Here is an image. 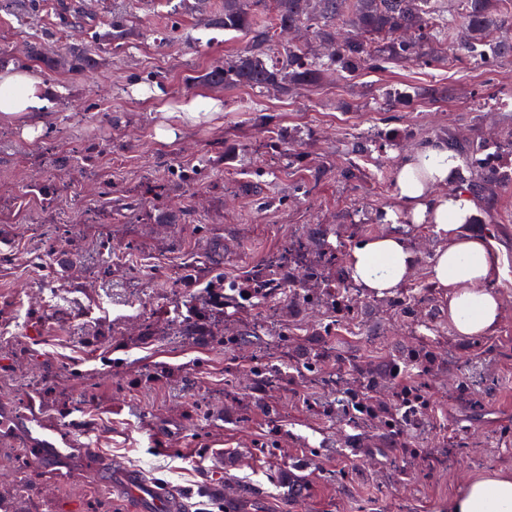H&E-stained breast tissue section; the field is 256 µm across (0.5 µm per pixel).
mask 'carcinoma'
<instances>
[{"label": "carcinoma", "instance_id": "obj_1", "mask_svg": "<svg viewBox=\"0 0 512 512\" xmlns=\"http://www.w3.org/2000/svg\"><path fill=\"white\" fill-rule=\"evenodd\" d=\"M267 0H224V10L205 19V25L240 33L244 47L236 54L213 63L192 82L213 87L248 88L257 93L276 90L283 94L319 85L326 74L351 77L363 72L378 73L389 65L419 62L428 68L444 67L451 59L473 58L486 66L512 55V41L503 32V13L512 14V0H465L461 21L448 26L440 16L438 0H272L274 13L263 21L259 8ZM311 30L315 42L324 48L317 53L308 44L281 47L274 40L278 30L299 27ZM132 35L129 15L115 13L109 30L92 36L91 44L70 50L72 69L86 73L98 64L100 42L126 40ZM27 58L51 68L54 49L42 42L29 44ZM268 128L266 153L294 164L300 159L296 140L285 135L264 115ZM474 178L467 180L472 193L491 191L512 184V169L495 162V157L476 149L467 157ZM237 182L240 191L264 198L269 185L268 171L252 167ZM174 179L191 187L203 184L206 169L179 166ZM142 197L124 196L119 210L129 223L173 224L175 214L151 216ZM342 237L336 229L311 224L303 237L285 243L272 258L251 267L238 277L224 275V254L212 253L189 262L186 272L194 274L200 289L190 295L195 305L191 316L167 324V334L186 344L203 341L231 355L227 370H240L232 354L271 338L280 347L276 356L249 359L252 390L260 392L270 381L288 370V382L297 379L324 389L333 383L332 396L314 401L322 414L344 422L352 433L344 447L355 454L379 457L388 462L395 475L408 473L424 479L433 477L439 459L432 448L420 442L431 429L433 383L457 365V358L474 356L485 345L477 336L459 345H448L442 353L439 337L445 335L441 318L442 292L430 283L406 285L395 296L382 301V313L410 328L416 340L398 342L383 356L365 362L343 354L333 340L348 332V326L364 319L371 302L362 299V289L339 264L342 249L360 242L368 231L364 224L349 225ZM285 300L298 315L309 310L322 318L298 335L288 324L266 321L260 308ZM486 383L479 366L472 364L457 386L462 408L473 418L485 408L479 387ZM22 425L20 415L0 413V438L11 437ZM17 463L28 472L37 467L42 449L23 445ZM256 451L267 458L280 456L279 433L271 432L257 443ZM274 480L288 487V501L307 497L310 474L294 463L274 472ZM260 490L242 486L237 498H220L210 486L200 488L197 512H245Z\"/></svg>", "mask_w": 512, "mask_h": 512}]
</instances>
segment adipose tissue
Listing matches in <instances>:
<instances>
[{"instance_id":"adipose-tissue-1","label":"adipose tissue","mask_w":512,"mask_h":512,"mask_svg":"<svg viewBox=\"0 0 512 512\" xmlns=\"http://www.w3.org/2000/svg\"><path fill=\"white\" fill-rule=\"evenodd\" d=\"M50 106L42 77L30 68L0 71V121L16 124L24 139L42 133ZM461 161L447 140L433 139L405 154L394 171L397 205L384 220L430 224L443 245L429 267V280L449 298L448 319L461 337L482 336L502 318L498 293L489 283L498 256L484 237L466 229L473 204L452 190ZM345 263L366 295H396L412 278L417 256L406 237L390 232L363 239L347 250ZM448 512H512V470L469 480L449 502Z\"/></svg>"}]
</instances>
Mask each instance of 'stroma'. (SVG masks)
Instances as JSON below:
<instances>
[{
	"label": "stroma",
	"instance_id": "1",
	"mask_svg": "<svg viewBox=\"0 0 512 512\" xmlns=\"http://www.w3.org/2000/svg\"><path fill=\"white\" fill-rule=\"evenodd\" d=\"M73 11L84 16L82 26H72L57 0H0V48L24 57L26 44L42 37L55 46L59 64L34 69L46 83L52 103L46 118L50 139H22L15 125L0 122V197H11L15 218L4 230L16 248L11 269L0 273V295H18L34 287L33 271L27 264L28 219L39 189L58 176H76L74 167L43 163L47 150L73 154L82 142L107 146L101 159L103 177L120 191L147 183L166 187L161 199L147 198V205L191 213L180 224L124 223L112 218L114 259L96 255L97 267L107 264L149 268L159 264L178 274L183 264L209 248L208 239L194 231L195 222L211 225L214 236L224 240V271L240 274L276 253L290 239L301 236L308 224H332L345 229L352 211L371 234L389 232L378 215L395 203L393 170L404 153L439 136L455 133L472 145L495 148L505 129L512 128V58L488 68L466 58L446 67L429 69L409 63L378 74L355 78L329 77L321 86L293 95L260 96L248 89H224L189 85L210 64L236 54L244 39L236 33L208 29L206 14L222 10L224 0H67ZM129 7L133 34L121 47L104 43L98 51L100 63L90 74L72 71L69 46L87 43L92 32L106 31L112 12ZM178 37H169L171 27ZM434 85L447 92L445 99L418 97V88ZM197 95L221 100L222 112L190 127L176 116L162 112L161 104L179 103ZM408 96L409 108L388 112L386 96ZM273 115L281 127L297 135L309 165H323L327 175L309 194L293 196L287 207L278 197L291 194L305 173L289 168L265 153V132L256 124L258 113ZM161 127L176 128L174 142L159 140ZM402 135V146L387 153L371 152L350 162L344 152L351 136L364 133ZM234 146L243 165L265 167L271 181L266 204L241 194L224 172V148ZM208 161L210 180L188 188L168 182L173 165ZM356 164L354 178H343L349 164ZM477 218L473 229L484 232L495 225L490 248L500 259V274L490 282L502 299L504 317L492 336L499 350L484 354L482 370L490 379L487 408L469 438L466 455L457 454L450 436L456 413L455 387L459 371H450L438 382V403L431 413L434 429L426 444L434 448L440 463L432 480L416 476L399 478L390 465L354 457L336 447L343 428L325 422L304 404L318 398L321 388L276 381L266 389L267 398L280 411L281 446L284 457L306 462L311 474L310 494L297 505H289L286 489L270 481L275 461L259 456L255 445L270 428L254 404L251 389L242 380L228 381L223 351H204L168 339L140 343V321L112 315L96 329L107 334L110 356L127 362L129 371L114 381L108 368L95 365L76 337L47 326L28 363L9 367L5 347L0 344V411H11L12 401L23 384L56 374L60 364L78 365L95 373L96 397L82 404L76 416L92 421L88 431L65 433L56 412L44 421L30 424L29 433L58 448L56 469L71 470V480L46 479L37 497H9L8 512H129V496L112 479L108 464L120 459L144 477L164 480L170 489L192 487L216 477L220 489L230 493L238 486L260 489L250 512H447L449 501L470 479L494 470H512V440L499 431L512 423V186L498 189L494 199H474ZM90 295H109L113 303H159L171 300L170 282L143 279L129 283L120 274L90 277ZM365 318L350 350L365 358L377 357L401 340L402 331L386 323L380 336L370 335ZM158 367L153 378L140 377L142 369ZM208 402L207 424L192 419L195 401ZM318 447L320 454L304 461V445ZM357 465L362 472L358 484L338 488L337 469Z\"/></svg>",
	"mask_w": 512,
	"mask_h": 512
}]
</instances>
